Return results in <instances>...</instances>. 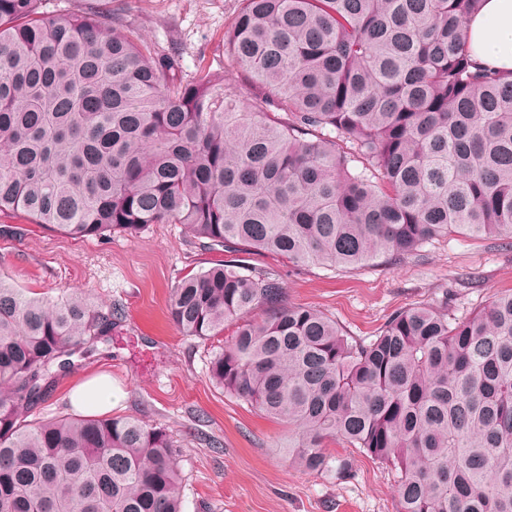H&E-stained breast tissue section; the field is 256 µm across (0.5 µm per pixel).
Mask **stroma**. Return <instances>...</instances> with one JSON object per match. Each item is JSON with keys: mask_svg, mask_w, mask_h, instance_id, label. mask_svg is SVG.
<instances>
[{"mask_svg": "<svg viewBox=\"0 0 512 512\" xmlns=\"http://www.w3.org/2000/svg\"><path fill=\"white\" fill-rule=\"evenodd\" d=\"M123 2L128 24L160 51L178 56L184 74L203 64L241 85L224 50V30L240 0H45V8L69 15ZM227 258L191 240L179 224L73 239L20 216L1 217V277L45 297L79 291L94 305L120 310L108 340L58 377L37 415H75L71 391L105 374L118 396L113 414L171 434L186 478L184 512H396L391 471L359 449L329 443V453L345 467L338 476L291 464L281 448L287 424L213 384L211 344L182 335L169 320L172 288ZM243 260L280 276L285 304L317 309L364 340L396 311L427 304L461 318L512 290V249L487 237L450 235L395 264L351 270L297 267L268 253Z\"/></svg>", "mask_w": 512, "mask_h": 512, "instance_id": "1", "label": "stroma"}]
</instances>
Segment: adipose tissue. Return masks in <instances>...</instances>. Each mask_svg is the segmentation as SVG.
<instances>
[{
  "instance_id": "obj_1",
  "label": "adipose tissue",
  "mask_w": 512,
  "mask_h": 512,
  "mask_svg": "<svg viewBox=\"0 0 512 512\" xmlns=\"http://www.w3.org/2000/svg\"><path fill=\"white\" fill-rule=\"evenodd\" d=\"M465 36L475 60L506 72L512 71V0H482L468 17Z\"/></svg>"
}]
</instances>
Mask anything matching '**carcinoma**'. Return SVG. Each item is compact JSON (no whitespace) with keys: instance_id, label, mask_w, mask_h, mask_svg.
Segmentation results:
<instances>
[{"instance_id":"obj_1","label":"carcinoma","mask_w":512,"mask_h":512,"mask_svg":"<svg viewBox=\"0 0 512 512\" xmlns=\"http://www.w3.org/2000/svg\"><path fill=\"white\" fill-rule=\"evenodd\" d=\"M481 0H241L224 48L248 85L188 80L117 14L0 0V216L74 239L181 224L211 250L352 269L450 234L512 245V73L473 59ZM240 259L168 310L224 389L333 471L338 439L394 472L396 512H512V292L458 319L420 305L369 342ZM265 311L260 321L247 316ZM81 292L0 277V512H184L162 426L36 417L112 330Z\"/></svg>"}]
</instances>
